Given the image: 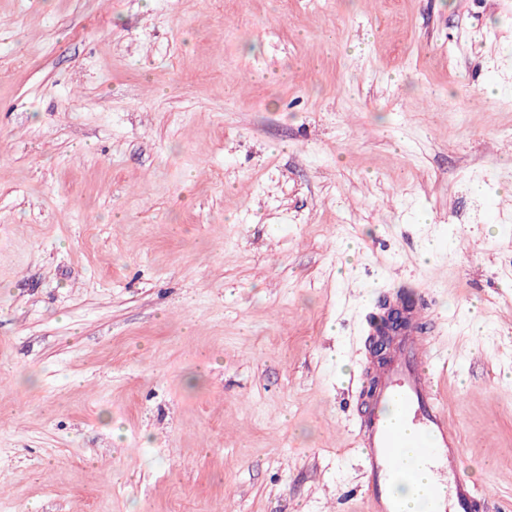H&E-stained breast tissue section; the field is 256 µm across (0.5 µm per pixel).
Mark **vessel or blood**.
<instances>
[{"label":"vessel or blood","instance_id":"b4317fda","mask_svg":"<svg viewBox=\"0 0 512 512\" xmlns=\"http://www.w3.org/2000/svg\"><path fill=\"white\" fill-rule=\"evenodd\" d=\"M385 304L397 309L399 322L372 326L389 346L363 365L364 401L352 425L366 476L364 512H405L396 486L424 473L430 478L418 492L424 512H486V493L458 475L462 438L438 394L447 360L431 330V303L426 294L396 291Z\"/></svg>","mask_w":512,"mask_h":512}]
</instances>
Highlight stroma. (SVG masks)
Returning <instances> with one entry per match:
<instances>
[{
    "label": "stroma",
    "instance_id": "obj_1",
    "mask_svg": "<svg viewBox=\"0 0 512 512\" xmlns=\"http://www.w3.org/2000/svg\"><path fill=\"white\" fill-rule=\"evenodd\" d=\"M508 139L512 0H0V512H362L397 290L512 512Z\"/></svg>",
    "mask_w": 512,
    "mask_h": 512
}]
</instances>
